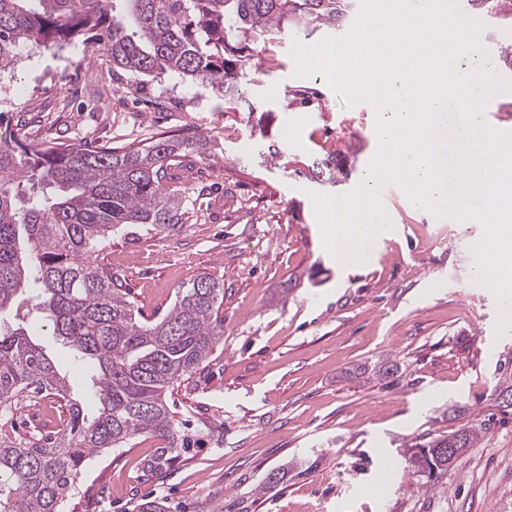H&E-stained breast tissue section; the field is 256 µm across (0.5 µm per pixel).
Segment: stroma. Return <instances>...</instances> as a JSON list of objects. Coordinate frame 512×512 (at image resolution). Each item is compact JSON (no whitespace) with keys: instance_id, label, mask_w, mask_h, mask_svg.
I'll return each instance as SVG.
<instances>
[{"instance_id":"1","label":"stroma","mask_w":512,"mask_h":512,"mask_svg":"<svg viewBox=\"0 0 512 512\" xmlns=\"http://www.w3.org/2000/svg\"><path fill=\"white\" fill-rule=\"evenodd\" d=\"M291 34L257 41L243 63L241 101L207 82L113 71L105 51L25 47L0 70V116L24 144H149L197 133L210 160L181 158L169 188L180 224L130 226L97 252L145 318L163 317L201 274L224 286V336L173 388L192 458L160 474L145 460L159 439L133 438L84 464L62 512H132L160 498L168 512H212L283 463L281 490L250 512H512V407L496 389L512 375V337L497 336L498 304L473 280L477 224H456L385 199L392 227L365 261L341 266L323 246L309 192L345 193L377 151L375 114L346 107L324 75H293ZM318 97L303 103L295 89ZM284 151L268 160V144ZM345 157L337 188L313 176L315 159ZM36 343L86 412L90 364L51 328ZM390 364L394 374L378 370ZM58 401L15 411L18 433L62 425ZM491 429L437 486L408 467L412 443L465 425Z\"/></svg>"}]
</instances>
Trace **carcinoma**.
<instances>
[{
	"instance_id": "carcinoma-1",
	"label": "carcinoma",
	"mask_w": 512,
	"mask_h": 512,
	"mask_svg": "<svg viewBox=\"0 0 512 512\" xmlns=\"http://www.w3.org/2000/svg\"><path fill=\"white\" fill-rule=\"evenodd\" d=\"M467 4L512 24V0ZM352 15L353 0H0V70L25 45L63 48L81 38L105 50L116 70L153 78L172 72L233 97L249 43L290 26L334 29ZM187 154L207 159L213 145L161 134L147 145L35 149L8 127L0 133V314L12 309L24 319L0 330V512H60L85 461L136 435L165 442L146 463L153 473L193 447L176 431L167 394L224 336L223 285L199 275L162 318L143 322L108 266L91 260L122 227L160 231L179 223L182 201L164 182L176 179L172 169ZM313 166L333 185L346 175L334 156ZM33 311L92 364L95 415L70 396L65 377L33 341L25 323ZM43 392L64 401V427L34 441L19 437L9 414ZM489 430L485 422L415 444L409 467L435 485ZM287 476V468H273L251 493L264 495Z\"/></svg>"
}]
</instances>
